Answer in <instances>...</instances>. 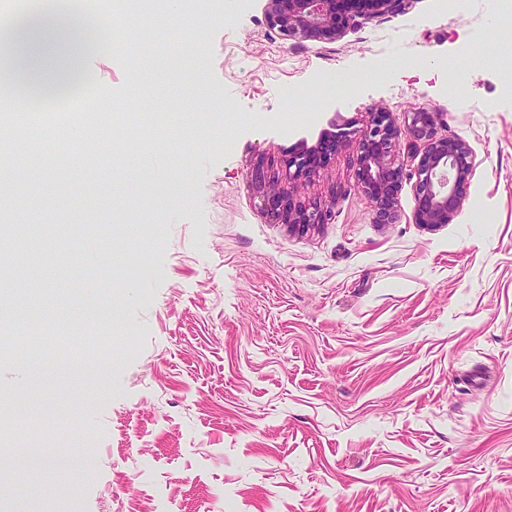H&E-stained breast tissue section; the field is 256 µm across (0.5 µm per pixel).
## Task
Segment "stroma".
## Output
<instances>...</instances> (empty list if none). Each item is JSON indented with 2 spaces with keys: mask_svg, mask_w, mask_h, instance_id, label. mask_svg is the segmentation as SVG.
Masks as SVG:
<instances>
[{
  "mask_svg": "<svg viewBox=\"0 0 512 512\" xmlns=\"http://www.w3.org/2000/svg\"><path fill=\"white\" fill-rule=\"evenodd\" d=\"M208 4L143 66L83 61L113 101L172 113L165 169L125 131L92 149L79 127L78 171L39 158L36 179L6 180L14 224L26 205L41 220L28 254L0 259V390L32 423L0 440L24 450L0 471V512H512V100L495 0L459 17L409 0L301 44L268 27L266 0ZM331 66L374 77L328 100L314 80ZM375 107L438 109L441 135L468 143L450 223H418L408 181L397 222L374 223L351 140L289 174L290 151ZM272 182L331 223L272 220ZM50 320L101 343L54 368L65 350L35 352Z\"/></svg>",
  "mask_w": 512,
  "mask_h": 512,
  "instance_id": "1",
  "label": "stroma"
}]
</instances>
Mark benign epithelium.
Segmentation results:
<instances>
[{"instance_id":"benign-epithelium-1","label":"benign epithelium","mask_w":512,"mask_h":512,"mask_svg":"<svg viewBox=\"0 0 512 512\" xmlns=\"http://www.w3.org/2000/svg\"><path fill=\"white\" fill-rule=\"evenodd\" d=\"M406 0H268L266 19L270 28L299 42L335 41L357 19L399 14ZM443 113H407L404 125L393 113L376 109L368 113L365 126L357 131L354 157L355 185L374 204L376 224H393L398 219L397 193L403 180L413 182L420 224H447L460 208L463 187L471 170V151L465 140L438 133ZM406 141L422 147L415 169L405 172L394 160ZM288 167L299 176L316 169L313 154H290ZM263 207L274 220L291 227L326 224L331 211L318 205L295 206L284 188L272 183L263 195Z\"/></svg>"}]
</instances>
